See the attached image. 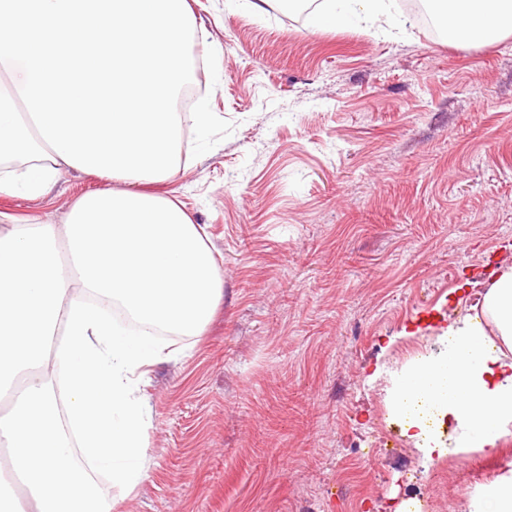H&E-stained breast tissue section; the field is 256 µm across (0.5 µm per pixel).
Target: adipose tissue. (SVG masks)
Listing matches in <instances>:
<instances>
[{
    "instance_id": "obj_1",
    "label": "adipose tissue",
    "mask_w": 512,
    "mask_h": 512,
    "mask_svg": "<svg viewBox=\"0 0 512 512\" xmlns=\"http://www.w3.org/2000/svg\"><path fill=\"white\" fill-rule=\"evenodd\" d=\"M449 42L512 35V0H437ZM380 0H322L312 25L374 24ZM21 69L0 66V195L47 193L66 162L18 112ZM204 230L167 197L111 187L79 198L54 224L0 226V512H115L93 480L135 489L145 474L150 411L136 373L169 360L157 329L200 335L222 297ZM480 316L442 328V352L414 360L388 391L425 459L452 448L492 452L512 436V266L495 273ZM496 339H489V332ZM452 430L442 435L440 423Z\"/></svg>"
}]
</instances>
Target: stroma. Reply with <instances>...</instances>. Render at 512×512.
<instances>
[{"label": "stroma", "instance_id": "35a3bbf8", "mask_svg": "<svg viewBox=\"0 0 512 512\" xmlns=\"http://www.w3.org/2000/svg\"><path fill=\"white\" fill-rule=\"evenodd\" d=\"M190 3L213 121L154 190L204 228L223 297L139 384L147 476L120 512H468L512 478V437L434 471L385 396L512 265V37L462 47L412 23L316 31L274 2ZM102 187L67 170L0 212L59 224Z\"/></svg>", "mask_w": 512, "mask_h": 512}]
</instances>
